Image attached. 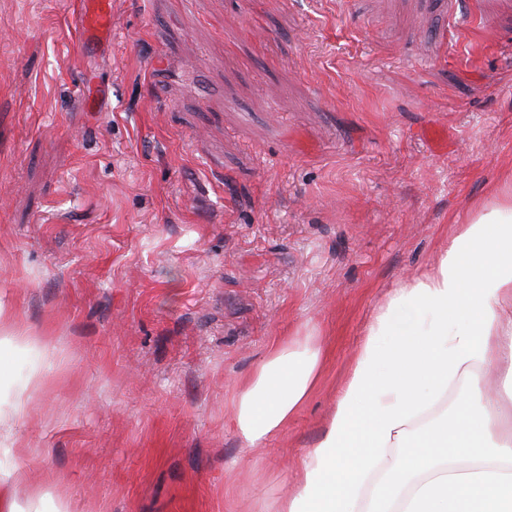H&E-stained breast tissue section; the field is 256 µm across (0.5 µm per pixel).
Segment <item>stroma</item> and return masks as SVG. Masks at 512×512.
<instances>
[{
  "label": "stroma",
  "mask_w": 512,
  "mask_h": 512,
  "mask_svg": "<svg viewBox=\"0 0 512 512\" xmlns=\"http://www.w3.org/2000/svg\"><path fill=\"white\" fill-rule=\"evenodd\" d=\"M512 180V0H0V467L49 512H277L371 314ZM324 358L253 448L272 340ZM70 24L81 49L112 42V0H70Z\"/></svg>",
  "instance_id": "1"
}]
</instances>
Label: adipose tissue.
I'll return each instance as SVG.
<instances>
[{
    "label": "adipose tissue",
    "instance_id": "ef3b65f1",
    "mask_svg": "<svg viewBox=\"0 0 512 512\" xmlns=\"http://www.w3.org/2000/svg\"><path fill=\"white\" fill-rule=\"evenodd\" d=\"M322 361L316 336L271 343L232 397L244 442L287 427ZM293 480L280 512H512L511 184L379 307Z\"/></svg>",
    "mask_w": 512,
    "mask_h": 512
}]
</instances>
